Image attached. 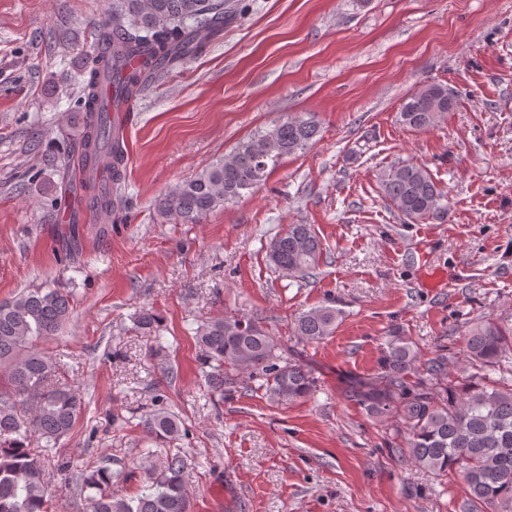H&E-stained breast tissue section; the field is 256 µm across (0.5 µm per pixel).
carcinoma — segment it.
Segmentation results:
<instances>
[{
  "instance_id": "1",
  "label": "carcinoma",
  "mask_w": 512,
  "mask_h": 512,
  "mask_svg": "<svg viewBox=\"0 0 512 512\" xmlns=\"http://www.w3.org/2000/svg\"><path fill=\"white\" fill-rule=\"evenodd\" d=\"M226 0H112L99 25L95 53L85 63L78 109L71 124L47 141L54 157L80 166V184L92 223L110 224L116 214L112 189L125 178L122 107L153 79L187 63L234 17ZM459 95L439 83L410 94L400 122L427 129L458 107ZM313 113L289 115L241 141L227 156L182 182L156 202L166 223L198 224L207 214L260 186L280 159L306 150L319 133ZM383 196L409 221L440 220L448 196L426 168L409 161L380 177ZM323 254L310 224H290L275 236L268 257L296 277L313 272ZM69 295L33 288L0 301V512H47L43 471L51 445L67 436L82 413L78 394L61 381L60 363L39 344L69 322ZM340 311L321 306L301 313L294 333L308 342L334 334ZM203 376L224 395L236 375L260 381L270 400L288 403L309 396L314 381L302 366L279 365L277 342L256 320L217 317L201 326ZM465 351L476 372H448V356L425 361L398 327L388 331L379 382L359 393L367 410L390 421L395 446L407 461L438 477L458 471L468 488L461 512H512V378L503 362L512 355V322L482 319L468 332ZM147 433L173 442L178 419L157 394L144 410ZM184 458L169 454L148 474L143 492L112 494L119 477L106 464L90 467L61 458L57 469L72 473L88 512H190L183 485Z\"/></svg>"
}]
</instances>
